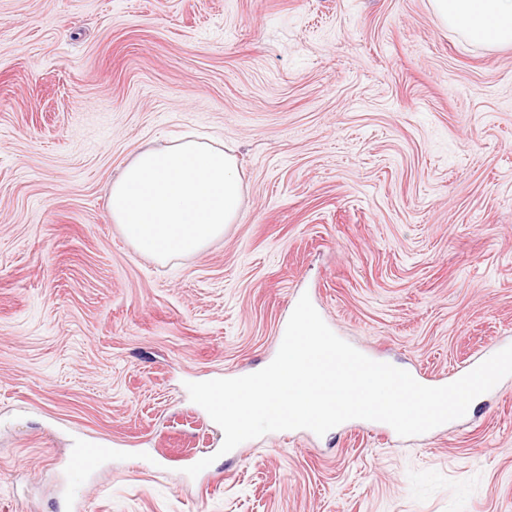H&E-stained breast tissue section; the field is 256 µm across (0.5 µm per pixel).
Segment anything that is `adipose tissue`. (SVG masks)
<instances>
[{"mask_svg":"<svg viewBox=\"0 0 512 512\" xmlns=\"http://www.w3.org/2000/svg\"><path fill=\"white\" fill-rule=\"evenodd\" d=\"M438 20L469 43L512 46V0H429ZM242 182L234 155L189 134L141 148L109 193V214L140 252L160 260L203 251L236 223Z\"/></svg>","mask_w":512,"mask_h":512,"instance_id":"ef3b65f1","label":"adipose tissue"}]
</instances>
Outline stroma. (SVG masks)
Returning <instances> with one entry per match:
<instances>
[{
    "instance_id": "stroma-1",
    "label": "stroma",
    "mask_w": 512,
    "mask_h": 512,
    "mask_svg": "<svg viewBox=\"0 0 512 512\" xmlns=\"http://www.w3.org/2000/svg\"><path fill=\"white\" fill-rule=\"evenodd\" d=\"M188 133L236 156L241 215L159 261L108 190ZM304 294L430 385L512 345V47L429 0H0V512H512V375L418 436L221 454L186 382L262 369ZM101 453L102 448H84L82 457L73 466L70 474L73 485L77 486L84 480L86 474L97 465Z\"/></svg>"
}]
</instances>
